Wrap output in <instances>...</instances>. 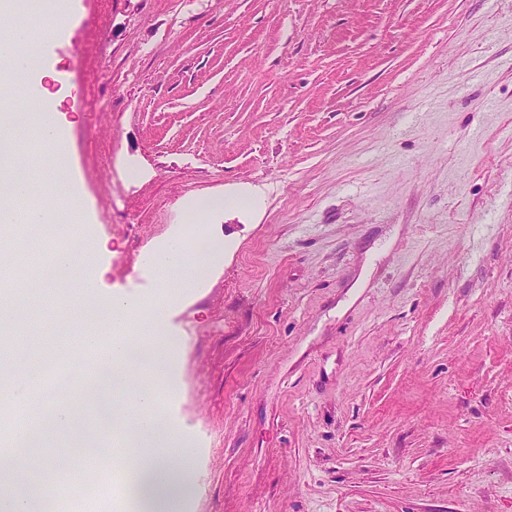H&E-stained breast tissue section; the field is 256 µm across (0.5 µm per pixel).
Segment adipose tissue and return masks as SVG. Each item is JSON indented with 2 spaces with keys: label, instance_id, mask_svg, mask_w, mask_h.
<instances>
[{
  "label": "adipose tissue",
  "instance_id": "adipose-tissue-1",
  "mask_svg": "<svg viewBox=\"0 0 512 512\" xmlns=\"http://www.w3.org/2000/svg\"><path fill=\"white\" fill-rule=\"evenodd\" d=\"M27 40L24 30L0 39V62L26 76L23 96H15L8 88L0 91V283L12 280L22 258L51 252L49 283L62 290L76 284L80 291L68 296L62 293L45 303V315L66 320L82 315V344L89 350L102 340L101 324L113 326L116 333L109 354L96 359L95 372L83 384L79 400L71 399L66 386L53 388L48 397L35 396L36 385L53 364L49 352L34 370L22 358L0 362V397L15 398L32 419V427L22 432L30 452L44 447L47 436L53 435L68 438L75 452L96 453L95 425L85 412H99L111 405L112 429L120 437L113 464L133 475L128 493L137 512H160L172 491V457L179 441L158 409L155 387L169 374L174 347L166 339L138 342L132 338V305L103 291V273L94 264V249L88 240L53 248L59 217L56 206L40 201L24 209L18 206L20 199L33 194L29 171L20 160V127L29 122L38 127L55 163H62L66 149L64 129L56 116L28 114L29 107L49 103L46 84L55 72L44 56L24 52ZM156 265L162 273V287L170 293L201 283L210 269L208 262L178 243L161 252ZM49 500V489L27 480L21 467L0 466V512H48Z\"/></svg>",
  "mask_w": 512,
  "mask_h": 512
}]
</instances>
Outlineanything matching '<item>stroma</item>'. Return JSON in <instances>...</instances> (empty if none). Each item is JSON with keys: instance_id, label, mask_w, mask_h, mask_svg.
Returning <instances> with one entry per match:
<instances>
[{"instance_id": "1", "label": "stroma", "mask_w": 512, "mask_h": 512, "mask_svg": "<svg viewBox=\"0 0 512 512\" xmlns=\"http://www.w3.org/2000/svg\"><path fill=\"white\" fill-rule=\"evenodd\" d=\"M106 293L159 296L196 512H512V0H61ZM156 265L162 273V288L169 293H176L175 288L201 283L210 269L208 262L185 251L181 243L161 252Z\"/></svg>"}]
</instances>
